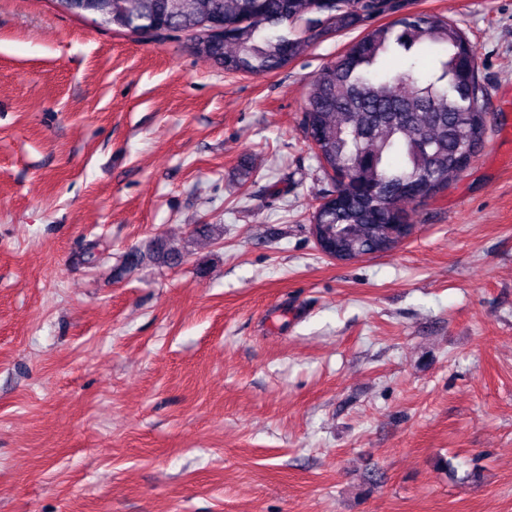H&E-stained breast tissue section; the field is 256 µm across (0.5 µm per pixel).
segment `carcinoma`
Instances as JSON below:
<instances>
[{
	"label": "carcinoma",
	"mask_w": 512,
	"mask_h": 512,
	"mask_svg": "<svg viewBox=\"0 0 512 512\" xmlns=\"http://www.w3.org/2000/svg\"><path fill=\"white\" fill-rule=\"evenodd\" d=\"M66 13L96 15L132 34L187 36L201 21L224 19V41L196 54L220 56L235 73H272L302 56L325 34L360 29L311 84L303 126L336 172V201L317 204L311 220L325 226L351 260L369 256L391 225L409 223L398 207L416 195L410 182L437 189L461 174L488 133L482 84L470 67L476 49L441 15L399 13L407 0H56ZM393 15L389 25L367 21ZM399 57L403 67L385 62ZM156 261L174 266L182 252L159 242Z\"/></svg>",
	"instance_id": "carcinoma-1"
}]
</instances>
